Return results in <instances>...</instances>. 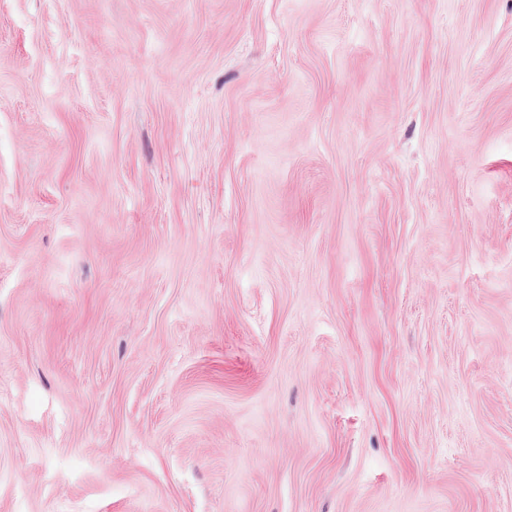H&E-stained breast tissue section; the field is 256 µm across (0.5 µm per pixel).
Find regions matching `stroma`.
Listing matches in <instances>:
<instances>
[{"instance_id": "obj_1", "label": "stroma", "mask_w": 512, "mask_h": 512, "mask_svg": "<svg viewBox=\"0 0 512 512\" xmlns=\"http://www.w3.org/2000/svg\"><path fill=\"white\" fill-rule=\"evenodd\" d=\"M0 512H512V0H0Z\"/></svg>"}]
</instances>
